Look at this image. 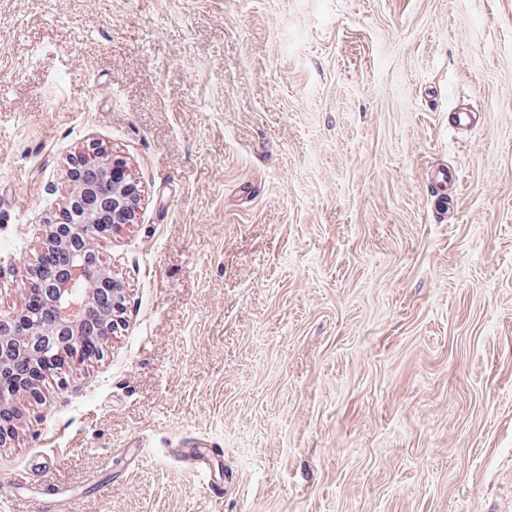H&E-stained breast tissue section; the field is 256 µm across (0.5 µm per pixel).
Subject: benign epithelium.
Listing matches in <instances>:
<instances>
[{
  "instance_id": "7a95c632",
  "label": "benign epithelium",
  "mask_w": 512,
  "mask_h": 512,
  "mask_svg": "<svg viewBox=\"0 0 512 512\" xmlns=\"http://www.w3.org/2000/svg\"><path fill=\"white\" fill-rule=\"evenodd\" d=\"M92 166L91 177L78 180L69 174L65 224H47L45 241L32 256L24 288L38 295L34 308L0 313V411L4 402L23 392L43 401L42 391L27 388L12 374V364L23 360L33 367L73 354L92 341L102 342L124 319L126 288L90 240L106 232L114 237L136 223L140 190L127 163L102 149L83 151L72 159L70 170ZM64 250L72 262L52 273L42 266L44 254Z\"/></svg>"
}]
</instances>
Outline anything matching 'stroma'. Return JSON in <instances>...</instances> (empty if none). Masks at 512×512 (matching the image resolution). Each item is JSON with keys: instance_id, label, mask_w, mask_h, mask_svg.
Returning a JSON list of instances; mask_svg holds the SVG:
<instances>
[{"instance_id": "obj_1", "label": "stroma", "mask_w": 512, "mask_h": 512, "mask_svg": "<svg viewBox=\"0 0 512 512\" xmlns=\"http://www.w3.org/2000/svg\"><path fill=\"white\" fill-rule=\"evenodd\" d=\"M90 146L130 303L14 398L6 512H512V0H0V312ZM207 441L195 438L186 441L183 444L185 448H179L180 457L185 458L186 461L197 465L202 470L210 469L211 465V450L208 448Z\"/></svg>"}]
</instances>
